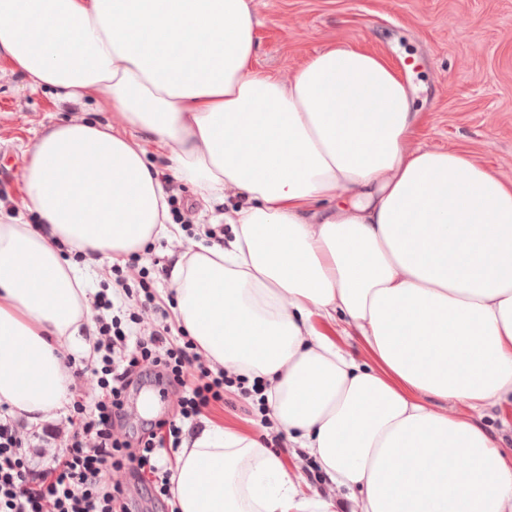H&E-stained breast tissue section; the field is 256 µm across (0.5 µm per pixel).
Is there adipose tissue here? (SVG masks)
<instances>
[{
	"label": "adipose tissue",
	"instance_id": "adipose-tissue-1",
	"mask_svg": "<svg viewBox=\"0 0 512 512\" xmlns=\"http://www.w3.org/2000/svg\"><path fill=\"white\" fill-rule=\"evenodd\" d=\"M249 0H0V57L31 90L107 97L121 126L41 132L39 221L0 218V403L37 425L66 394L90 265L181 242L146 143L231 234L172 271L206 357L266 382L269 418L353 512H512V450L475 415L512 405V179L412 149L409 83L345 45L288 80L256 70ZM349 204H338L340 192ZM358 336V362L314 318ZM263 438L180 449V512H334Z\"/></svg>",
	"mask_w": 512,
	"mask_h": 512
}]
</instances>
